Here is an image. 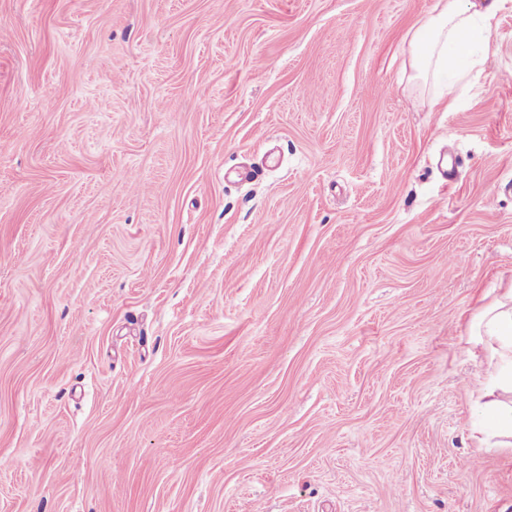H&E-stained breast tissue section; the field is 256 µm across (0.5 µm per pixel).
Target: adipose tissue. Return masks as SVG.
I'll list each match as a JSON object with an SVG mask.
<instances>
[{"mask_svg": "<svg viewBox=\"0 0 512 512\" xmlns=\"http://www.w3.org/2000/svg\"><path fill=\"white\" fill-rule=\"evenodd\" d=\"M501 0H445L411 35V49L421 77L442 78L446 94H454L464 67L479 64ZM471 352L486 361L480 417L512 449V287L483 304L472 317Z\"/></svg>", "mask_w": 512, "mask_h": 512, "instance_id": "adipose-tissue-1", "label": "adipose tissue"}]
</instances>
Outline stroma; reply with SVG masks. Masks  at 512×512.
Listing matches in <instances>:
<instances>
[{"label":"stroma","instance_id":"obj_1","mask_svg":"<svg viewBox=\"0 0 512 512\" xmlns=\"http://www.w3.org/2000/svg\"><path fill=\"white\" fill-rule=\"evenodd\" d=\"M0 0V512H512V0ZM439 1H445L441 10L413 31L410 44L420 76L442 78L444 93L450 96L465 75L464 66L480 63L486 34L504 0ZM502 290L497 299L479 307L468 333L471 353L487 365L480 418L507 439L500 449L512 451V285Z\"/></svg>","mask_w":512,"mask_h":512}]
</instances>
